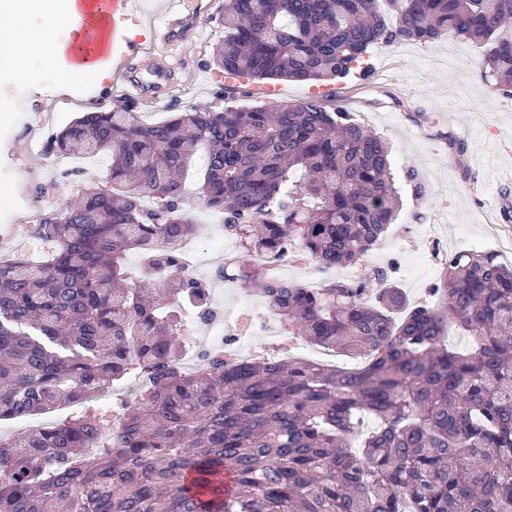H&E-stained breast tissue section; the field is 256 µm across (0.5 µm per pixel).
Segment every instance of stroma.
<instances>
[{
	"mask_svg": "<svg viewBox=\"0 0 512 512\" xmlns=\"http://www.w3.org/2000/svg\"><path fill=\"white\" fill-rule=\"evenodd\" d=\"M224 37L220 20L202 31L198 45L177 52L186 68L191 99L168 106L141 108L143 122L162 121L172 112L224 104L294 106L316 99L341 107L353 120L381 135L391 146L392 170L401 183L399 215L377 249L363 264L320 271L316 267L282 270L306 285L313 281L357 280L367 270L385 268L412 304L432 301L449 258L471 249L494 250L512 243V212H500L499 200L512 202V187L501 188L497 174L512 168V95L485 84L482 47L445 33L436 42L376 44L365 56L367 74L326 83L244 80L225 88L224 73L212 63L213 47ZM21 81L0 80V100L15 110L0 120V258L17 253L44 260L51 247L33 237L24 220L38 198L35 186L46 192L48 210H60L84 189L105 184L104 173L91 172L57 181L42 154L31 150L24 123L48 120L59 131L75 121L80 108L45 112L50 100L63 96L82 102L111 104L110 76L94 83L60 84L56 66L29 61ZM460 158L449 166V155Z\"/></svg>",
	"mask_w": 512,
	"mask_h": 512,
	"instance_id": "35a3bbf8",
	"label": "stroma"
}]
</instances>
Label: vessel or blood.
<instances>
[{"label":"vessel or blood","mask_w":512,"mask_h":512,"mask_svg":"<svg viewBox=\"0 0 512 512\" xmlns=\"http://www.w3.org/2000/svg\"><path fill=\"white\" fill-rule=\"evenodd\" d=\"M160 27L151 50L126 38V24L137 0H95L94 18H82L70 43L71 60L110 67L112 85L125 97L168 104L180 83L169 61L173 47L195 42L213 14V0H162Z\"/></svg>","instance_id":"vessel-or-blood-1"}]
</instances>
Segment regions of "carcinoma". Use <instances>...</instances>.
<instances>
[{
	"label": "carcinoma",
	"instance_id": "carcinoma-1",
	"mask_svg": "<svg viewBox=\"0 0 512 512\" xmlns=\"http://www.w3.org/2000/svg\"><path fill=\"white\" fill-rule=\"evenodd\" d=\"M224 0L213 63L254 79H340L377 43L452 30L488 47L482 79L512 88V0ZM62 154L107 152L110 187L87 188L34 226L55 245L0 261V421L88 404L75 419L0 437V512H512V263L448 260L441 304L406 311L372 269L305 288L253 266L296 250L356 265L400 207L390 147L317 100L271 111L209 106L158 124L135 106H91L50 136ZM203 207L240 245L234 277L256 282L288 335L362 356L359 368L224 352L180 367L185 318L206 284L171 243L196 232L184 209L197 152ZM146 259L138 281L127 258ZM378 286V300L365 294ZM472 344H446L449 328ZM140 375L118 431L96 395ZM232 477L225 485V475Z\"/></svg>",
	"mask_w": 512,
	"mask_h": 512
}]
</instances>
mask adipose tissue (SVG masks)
I'll return each instance as SVG.
<instances>
[{
	"mask_svg": "<svg viewBox=\"0 0 512 512\" xmlns=\"http://www.w3.org/2000/svg\"><path fill=\"white\" fill-rule=\"evenodd\" d=\"M82 9L79 0H0V74L22 80L28 74L26 60L36 58L61 63L60 79L66 83L99 78L101 66L62 61L67 42L59 30L65 27L76 32ZM33 17L42 18V25L30 26Z\"/></svg>",
	"mask_w": 512,
	"mask_h": 512,
	"instance_id": "1",
	"label": "adipose tissue"
}]
</instances>
